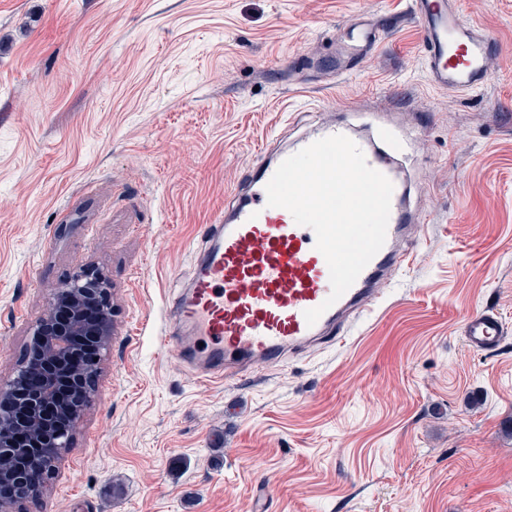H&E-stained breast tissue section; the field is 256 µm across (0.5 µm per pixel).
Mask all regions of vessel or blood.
Listing matches in <instances>:
<instances>
[{
	"label": "vessel or blood",
	"instance_id": "vessel-or-blood-1",
	"mask_svg": "<svg viewBox=\"0 0 512 512\" xmlns=\"http://www.w3.org/2000/svg\"><path fill=\"white\" fill-rule=\"evenodd\" d=\"M420 28L432 83L464 94L487 80L493 46L479 28L464 21L457 0H411ZM359 38L343 45L344 60L372 50L380 41L377 20L362 21ZM370 167L393 184L386 241L354 284L332 305L327 262L316 235L296 224L289 211L268 206L266 186L281 157L260 160L227 197L223 212L205 225L194 252L188 288L172 300L175 326L164 338L167 350L203 381L245 375L260 365L282 364L338 338L355 319L380 303L378 285L404 267L408 252L399 242L414 217L406 207V187L395 158L398 143L376 148L358 140ZM323 307L315 324L306 310ZM505 336L502 322L483 311L468 316L464 337L477 351L497 346Z\"/></svg>",
	"mask_w": 512,
	"mask_h": 512
}]
</instances>
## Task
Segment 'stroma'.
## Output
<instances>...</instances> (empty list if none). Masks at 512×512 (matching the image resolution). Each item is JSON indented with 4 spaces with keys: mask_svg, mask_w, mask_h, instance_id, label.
I'll return each instance as SVG.
<instances>
[{
    "mask_svg": "<svg viewBox=\"0 0 512 512\" xmlns=\"http://www.w3.org/2000/svg\"><path fill=\"white\" fill-rule=\"evenodd\" d=\"M410 2L0 0V379L50 289L112 282L98 398L17 512H512V0H461L496 49L467 94L431 83ZM331 120L405 141L410 263L343 341L196 383L161 338L203 225ZM488 310L506 337L471 350ZM359 38L353 44L343 45L340 54L344 62L350 61L355 56L372 50L380 41V25L375 19L362 21L358 26ZM505 334L502 322L487 311L468 316L464 325L465 340L473 350L477 351H485L497 346Z\"/></svg>",
    "mask_w": 512,
    "mask_h": 512,
    "instance_id": "1",
    "label": "stroma"
}]
</instances>
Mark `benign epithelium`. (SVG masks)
I'll use <instances>...</instances> for the list:
<instances>
[{
  "instance_id": "7a95c632",
  "label": "benign epithelium",
  "mask_w": 512,
  "mask_h": 512,
  "mask_svg": "<svg viewBox=\"0 0 512 512\" xmlns=\"http://www.w3.org/2000/svg\"><path fill=\"white\" fill-rule=\"evenodd\" d=\"M112 284L99 267H83L52 290L46 312L29 329L28 354L13 376L0 384V481L13 474L5 467L14 432H28L35 445L47 441L54 448L73 447L72 418L85 410L86 382L100 375L111 346ZM85 337L95 351L92 367L75 363L69 342ZM65 385L77 394V409L53 415L48 412L58 387Z\"/></svg>"
}]
</instances>
